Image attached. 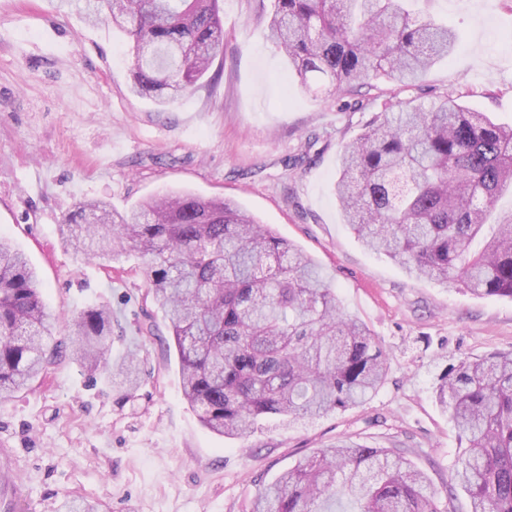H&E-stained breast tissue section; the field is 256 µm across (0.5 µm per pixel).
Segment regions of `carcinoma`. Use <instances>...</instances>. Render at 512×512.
<instances>
[{"instance_id": "cac0c4a2", "label": "carcinoma", "mask_w": 512, "mask_h": 512, "mask_svg": "<svg viewBox=\"0 0 512 512\" xmlns=\"http://www.w3.org/2000/svg\"><path fill=\"white\" fill-rule=\"evenodd\" d=\"M128 37L133 89L160 104L201 80L224 53L218 0H63ZM267 27L302 85L337 91L400 87L453 51L457 34L410 11L408 0H273ZM348 144L335 190L345 223L370 250L416 278L476 296L512 299V220L491 223L512 189V126L443 94L399 101ZM66 245L112 261L116 248L146 258L143 273L172 331L187 402L224 437L245 439L264 422L290 426L365 403L388 377L370 329L343 311L318 264L235 204L167 193L119 213L81 203L60 226ZM112 310L93 307L53 336L40 281L0 238V400L70 355L90 375L130 394L140 359L108 357ZM459 451L448 489L470 512H512V354L463 357L438 378ZM428 475L400 448L346 439L300 459L259 494L253 512H440ZM61 512H101L66 499Z\"/></svg>"}]
</instances>
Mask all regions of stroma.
I'll list each match as a JSON object with an SVG mask.
<instances>
[{
  "instance_id": "stroma-1",
  "label": "stroma",
  "mask_w": 512,
  "mask_h": 512,
  "mask_svg": "<svg viewBox=\"0 0 512 512\" xmlns=\"http://www.w3.org/2000/svg\"><path fill=\"white\" fill-rule=\"evenodd\" d=\"M219 8L215 78L160 106L132 92L125 37L112 24L57 0H0V234L37 270L55 336L73 314L106 306L123 329L113 357L141 358L129 396L64 358L0 402V473L14 484L0 512H59L68 497L106 512H251L278 474L345 438L402 443L442 492L458 441L437 379L461 357L512 352V299L409 276L361 244L333 191L345 145L394 97L428 104L446 92L512 123V0H416L422 17L455 29L450 57L407 91L380 79L347 95L301 85L267 40L272 0ZM181 189L238 204L328 273L341 306L390 358L387 383L364 406L290 427L273 418L246 441L201 424L144 258L87 261L59 232L81 202L122 211Z\"/></svg>"
}]
</instances>
